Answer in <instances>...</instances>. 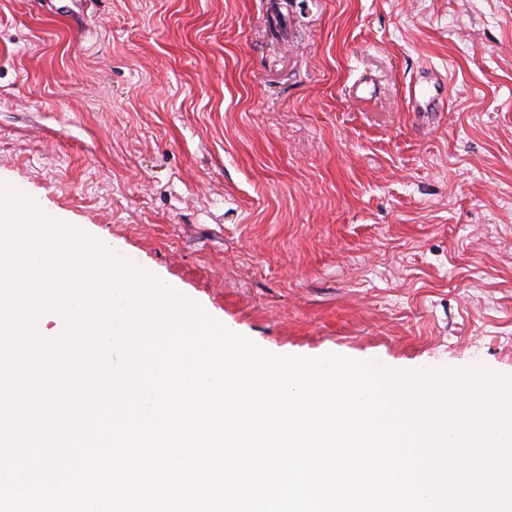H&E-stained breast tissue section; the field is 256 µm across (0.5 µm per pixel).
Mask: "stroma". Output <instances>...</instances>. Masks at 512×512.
Here are the masks:
<instances>
[{
    "mask_svg": "<svg viewBox=\"0 0 512 512\" xmlns=\"http://www.w3.org/2000/svg\"><path fill=\"white\" fill-rule=\"evenodd\" d=\"M5 184L272 353L512 375V0H0Z\"/></svg>",
    "mask_w": 512,
    "mask_h": 512,
    "instance_id": "1",
    "label": "stroma"
}]
</instances>
